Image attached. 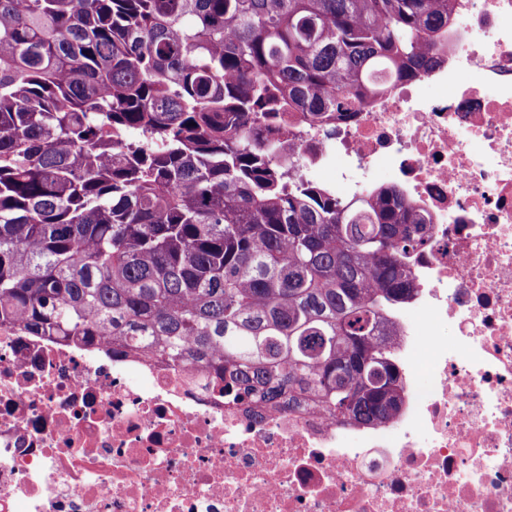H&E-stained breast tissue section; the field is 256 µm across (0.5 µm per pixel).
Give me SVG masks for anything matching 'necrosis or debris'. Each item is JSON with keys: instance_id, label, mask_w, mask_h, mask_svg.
<instances>
[{"instance_id": "4bbe7bcc", "label": "necrosis or debris", "mask_w": 512, "mask_h": 512, "mask_svg": "<svg viewBox=\"0 0 512 512\" xmlns=\"http://www.w3.org/2000/svg\"><path fill=\"white\" fill-rule=\"evenodd\" d=\"M448 60L386 74L293 152L349 196L368 174L421 210L429 249L394 306L389 425L228 407L209 376L0 329V512H512V0H457Z\"/></svg>"}]
</instances>
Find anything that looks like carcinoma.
Wrapping results in <instances>:
<instances>
[{"mask_svg": "<svg viewBox=\"0 0 512 512\" xmlns=\"http://www.w3.org/2000/svg\"><path fill=\"white\" fill-rule=\"evenodd\" d=\"M454 0H0V326L112 338L224 402L391 424L388 306L427 248L393 185L274 163L442 62Z\"/></svg>", "mask_w": 512, "mask_h": 512, "instance_id": "obj_1", "label": "carcinoma"}]
</instances>
